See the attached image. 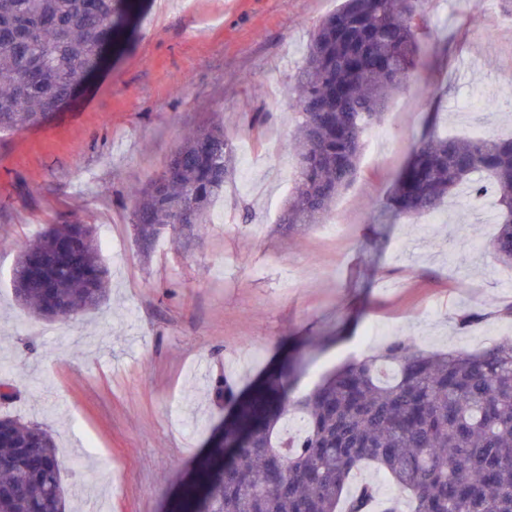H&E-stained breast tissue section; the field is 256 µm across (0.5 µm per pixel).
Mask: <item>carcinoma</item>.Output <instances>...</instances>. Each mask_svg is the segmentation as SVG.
<instances>
[{"mask_svg":"<svg viewBox=\"0 0 512 512\" xmlns=\"http://www.w3.org/2000/svg\"><path fill=\"white\" fill-rule=\"evenodd\" d=\"M429 0H342L313 26L292 77L299 156L280 218L297 233L321 224L359 174L367 130L417 76ZM140 0H0V131L31 127L69 106L99 71ZM224 124L189 133L163 171L132 195L139 251L176 227L189 241L236 175ZM468 185L492 191L489 241L512 268V135L450 138L428 127L414 141L387 206L397 219L428 216ZM12 285L37 316L68 319L107 300L108 269L91 224H50L21 246ZM297 354L236 396L213 390L232 412L182 486V512H372L379 489H349L370 464L410 498L409 512H512V337L477 351H426L396 336L352 357L311 389H297ZM302 418V435L282 431ZM52 434L0 418V512H67Z\"/></svg>","mask_w":512,"mask_h":512,"instance_id":"1","label":"carcinoma"}]
</instances>
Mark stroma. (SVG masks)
I'll return each instance as SVG.
<instances>
[{
    "label": "stroma",
    "mask_w": 512,
    "mask_h": 512,
    "mask_svg": "<svg viewBox=\"0 0 512 512\" xmlns=\"http://www.w3.org/2000/svg\"><path fill=\"white\" fill-rule=\"evenodd\" d=\"M337 0H144L135 30L79 102L37 126L0 131V416L47 429L64 461L70 512H174L224 403L282 346L303 375H325L366 324L427 350L477 349L512 336V269L490 253L495 225L455 196L431 219L393 222L386 192L437 108L452 136L512 133V11L430 0L418 79L392 99L379 145L331 215L342 231L279 228L294 188L288 84L314 24ZM219 120L257 155L239 166L187 246L166 229L143 257L129 193L160 173L184 132ZM252 219L242 223V207ZM95 225L110 294L71 320L30 314L13 293L17 245L44 226ZM487 318L468 332L457 314Z\"/></svg>",
    "instance_id": "35a3bbf8"
}]
</instances>
